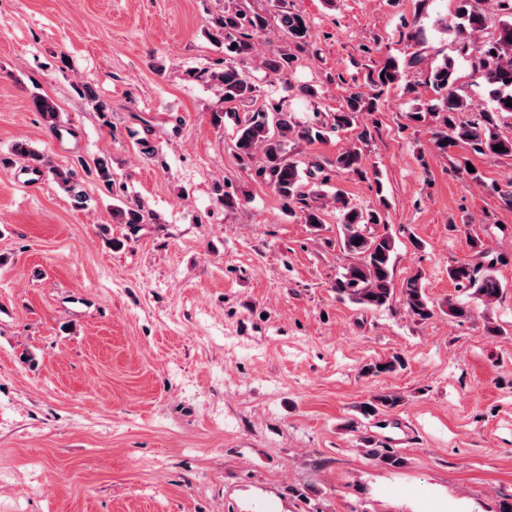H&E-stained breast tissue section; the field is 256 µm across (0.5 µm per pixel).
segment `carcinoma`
<instances>
[{
    "label": "carcinoma",
    "instance_id": "obj_1",
    "mask_svg": "<svg viewBox=\"0 0 512 512\" xmlns=\"http://www.w3.org/2000/svg\"><path fill=\"white\" fill-rule=\"evenodd\" d=\"M273 9L266 13L249 8L245 0H224V9L211 17L204 28L210 43L224 53L221 66L203 72L210 84L221 91L225 103L243 107V113H230L235 120L233 148L243 165H250L256 155L260 163L253 168L254 176L267 183L279 196L283 206L292 216H299L304 223L324 224L322 208L315 204L316 188L328 182L325 165L314 160L296 159L290 153L291 144H314L326 140L328 133L348 130L356 125L359 116L375 109L374 98L363 92L350 94L334 112H326L313 122H300L288 110L285 100L261 101L258 85L248 70L247 63L255 52V39L275 28L283 34L284 42L263 57L261 66L269 75L288 73L297 60V53L304 51L310 38L306 17L290 11L286 0H271ZM498 22L495 29L478 43H464L462 50L473 53L476 66L481 71L495 103L491 112H481L478 117L461 122L457 115L467 108L464 96L459 93L454 68L446 60L430 70L428 83L434 98L425 104L426 110L411 114L412 120L432 116L439 120L434 133V144L445 153L448 148L463 142L477 154L492 158L512 159V136L503 135L499 121L512 117V0H496ZM456 31L462 39H469L474 32L487 29L488 18L483 0H457L455 10ZM424 62L421 52L407 59L385 60L369 73L368 84L384 88L401 81ZM80 95L98 113L103 125L111 124L112 106L101 99L93 88L83 85ZM35 111L39 112L51 131H61L55 102L42 94L31 95ZM498 145L502 150L496 151ZM10 156L21 161L26 170L46 175L70 197L73 206L82 208L88 201L83 181L74 170L53 164L49 156L35 150L25 139H18L11 146ZM330 166L353 174L362 173L361 152L347 149L336 155ZM98 182L114 190H123L117 175L108 162L100 161L95 169ZM112 205V220L116 224H144L154 219V214L139 201H131L124 194L116 196ZM340 216L338 244L351 257L344 272L336 279L334 291L342 298L364 308L392 307L396 291L393 283L396 240L375 227L385 223L381 210L363 207L348 196L337 193L333 197ZM492 264L485 266L462 263L448 269V276L455 286L463 290L467 301L448 302V316L467 318L472 313L471 304L480 301L490 304L502 295L503 286L491 272ZM417 273L401 287V300L407 312L416 320L425 322L435 315ZM402 365L400 357L365 366L371 376L393 372ZM400 402L395 394H382L360 406L364 417H374ZM368 453L385 466L399 467L402 457L387 448H370Z\"/></svg>",
    "mask_w": 512,
    "mask_h": 512
}]
</instances>
